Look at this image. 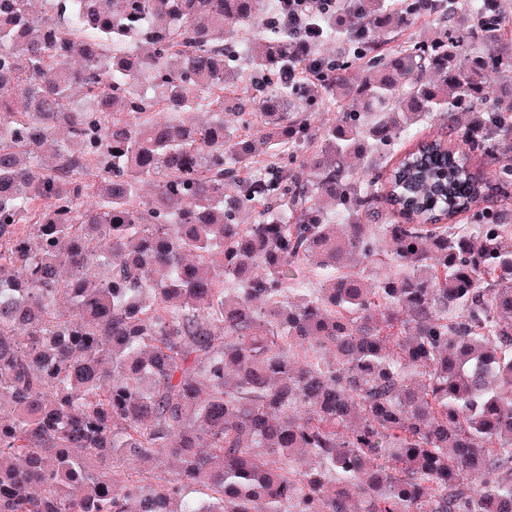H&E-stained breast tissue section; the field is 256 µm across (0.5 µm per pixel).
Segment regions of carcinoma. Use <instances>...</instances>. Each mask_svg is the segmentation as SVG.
Returning a JSON list of instances; mask_svg holds the SVG:
<instances>
[{"mask_svg": "<svg viewBox=\"0 0 512 512\" xmlns=\"http://www.w3.org/2000/svg\"><path fill=\"white\" fill-rule=\"evenodd\" d=\"M44 2L0 0V512H512V234L477 209L512 194L502 0L315 7L252 42L234 121L240 32L281 6ZM422 14L442 28L394 44ZM337 35L352 60L320 53ZM206 92L209 122L148 118ZM434 117L455 145L356 186ZM377 256L401 272L348 270Z\"/></svg>", "mask_w": 512, "mask_h": 512, "instance_id": "cac0c4a2", "label": "carcinoma"}]
</instances>
